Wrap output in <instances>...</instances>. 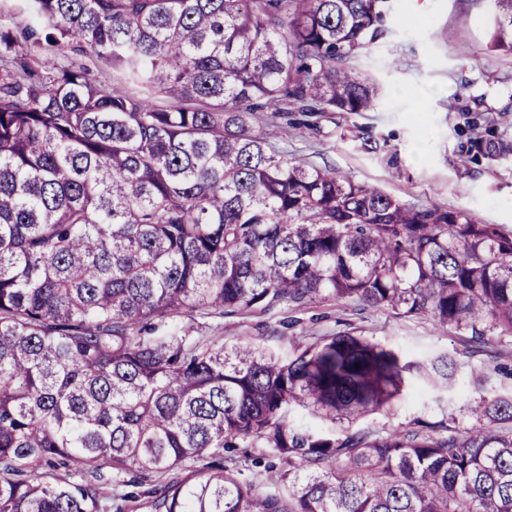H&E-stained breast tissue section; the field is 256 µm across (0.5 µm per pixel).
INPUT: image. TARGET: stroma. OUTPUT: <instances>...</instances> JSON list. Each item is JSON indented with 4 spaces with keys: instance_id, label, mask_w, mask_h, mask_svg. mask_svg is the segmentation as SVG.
Segmentation results:
<instances>
[{
    "instance_id": "1",
    "label": "stroma",
    "mask_w": 512,
    "mask_h": 512,
    "mask_svg": "<svg viewBox=\"0 0 512 512\" xmlns=\"http://www.w3.org/2000/svg\"><path fill=\"white\" fill-rule=\"evenodd\" d=\"M490 16L488 0H393L384 34L354 60L379 86L375 107L323 112L307 127H291L288 117H280V148L403 203H441L512 230V165H475L464 150L474 117H494L512 107V55L488 50ZM220 323L228 336L285 355L353 329L413 362L440 354L458 360L452 387L409 375L407 389L390 411L358 420L361 428L433 422L446 412L466 426L474 398L512 393V377L500 371L512 367V341L491 342L484 353L473 355L457 335L438 331L428 319L407 320L390 310L361 311L326 300L272 316L224 317Z\"/></svg>"
}]
</instances>
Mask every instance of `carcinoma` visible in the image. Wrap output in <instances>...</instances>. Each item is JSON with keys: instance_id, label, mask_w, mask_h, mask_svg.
Listing matches in <instances>:
<instances>
[{"instance_id": "1", "label": "carcinoma", "mask_w": 512, "mask_h": 512, "mask_svg": "<svg viewBox=\"0 0 512 512\" xmlns=\"http://www.w3.org/2000/svg\"><path fill=\"white\" fill-rule=\"evenodd\" d=\"M26 2L33 24L0 27V512H512V394L466 428L293 419L387 412L405 372L452 383L448 356L403 363L349 330L284 358L172 328L333 298L472 353L512 338L511 231L290 157L260 117L372 109L353 59L389 0ZM490 2V48L512 55V0ZM20 36L59 61L33 67ZM469 153L512 161V138L486 120ZM240 447L288 470L261 491L224 463ZM115 470L134 477L105 497Z\"/></svg>"}]
</instances>
